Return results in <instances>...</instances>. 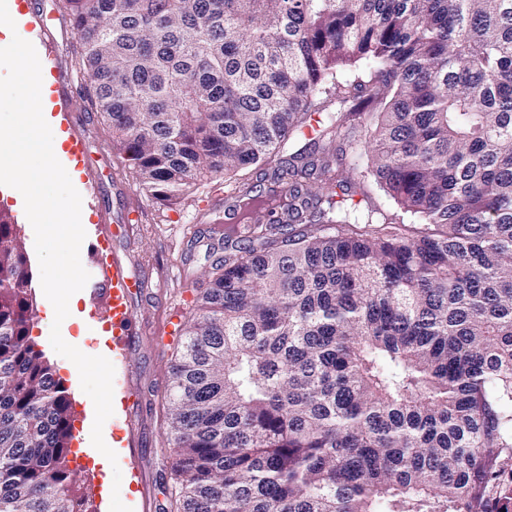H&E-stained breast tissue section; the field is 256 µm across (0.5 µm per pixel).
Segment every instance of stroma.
<instances>
[{"label":"stroma","mask_w":512,"mask_h":512,"mask_svg":"<svg viewBox=\"0 0 512 512\" xmlns=\"http://www.w3.org/2000/svg\"><path fill=\"white\" fill-rule=\"evenodd\" d=\"M43 16L27 21L20 36L43 47L57 42V57L41 56L42 67L56 65L74 77L72 90L52 95L61 127H79L86 142L87 171L79 181L86 237L80 258L84 268L96 265L99 247L95 226L125 218L127 231L111 243L128 273L139 282L132 296V312L140 333L131 343L128 359L115 362L142 395L134 427L105 422L104 433L121 443H134L135 454L112 470V512H174L175 480L166 434V402L170 365L177 351L176 339L158 346L166 315L188 316L195 290L205 282L213 263L223 257L225 240L213 232L224 219V180L217 177L198 186L173 204L158 201L139 187L136 173L112 140L108 125L96 112L86 92L80 47L64 0H35ZM50 324L36 322L33 333L63 379L75 406L76 428L86 419L85 394L72 380L66 358L49 340Z\"/></svg>","instance_id":"35a3bbf8"}]
</instances>
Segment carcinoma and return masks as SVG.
<instances>
[{
    "label": "carcinoma",
    "mask_w": 512,
    "mask_h": 512,
    "mask_svg": "<svg viewBox=\"0 0 512 512\" xmlns=\"http://www.w3.org/2000/svg\"><path fill=\"white\" fill-rule=\"evenodd\" d=\"M66 8L143 192L288 200L176 326L177 512H512V0ZM31 292L1 207L0 512H96Z\"/></svg>",
    "instance_id": "carcinoma-1"
}]
</instances>
